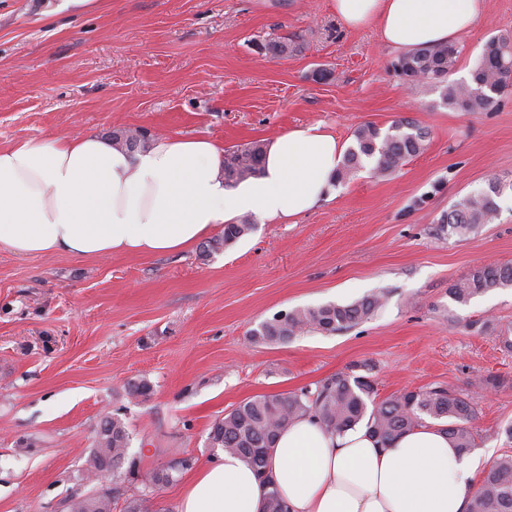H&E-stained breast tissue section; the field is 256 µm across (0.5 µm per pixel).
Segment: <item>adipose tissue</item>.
Masks as SVG:
<instances>
[{
	"label": "adipose tissue",
	"mask_w": 512,
	"mask_h": 512,
	"mask_svg": "<svg viewBox=\"0 0 512 512\" xmlns=\"http://www.w3.org/2000/svg\"><path fill=\"white\" fill-rule=\"evenodd\" d=\"M352 30L374 27L396 51L450 43L486 0H333ZM346 146L322 125L270 140L261 175L224 185L222 145L161 136L137 153L94 132L0 148V248L83 259L190 249L252 215L291 224L332 198ZM481 459L423 421L381 445L359 424L343 433L306 414L277 437L267 471L290 512H468ZM266 486L226 453L187 482L179 512H264Z\"/></svg>",
	"instance_id": "ef3b65f1"
}]
</instances>
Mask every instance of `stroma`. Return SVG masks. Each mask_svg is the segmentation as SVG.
Here are the masks:
<instances>
[{
	"label": "stroma",
	"mask_w": 512,
	"mask_h": 512,
	"mask_svg": "<svg viewBox=\"0 0 512 512\" xmlns=\"http://www.w3.org/2000/svg\"><path fill=\"white\" fill-rule=\"evenodd\" d=\"M331 0H98L55 14L59 0H0V147L142 128L230 148L323 124L349 142L371 123L412 118L425 150L395 175L361 169L293 224H256L231 247L78 259L0 250V512H59L88 492L95 430L122 419L137 475L124 496L166 512L193 470L220 456L212 423L256 395L296 391L352 366L371 368L379 398L443 385L474 397V453L512 452V288L459 304L448 287L475 265L512 263V193L466 238L439 219L494 177L512 181V91L493 111L443 104L429 85L401 84L395 50L375 28L348 30ZM512 34V0H489L463 36L453 80L484 43ZM285 37L278 58L255 41ZM384 292L373 318L344 332H304L278 345L249 330L278 312L348 304ZM503 378L498 388L479 380ZM147 381L141 398L129 387ZM189 460L172 483L152 471Z\"/></svg>",
	"instance_id": "35a3bbf8"
}]
</instances>
